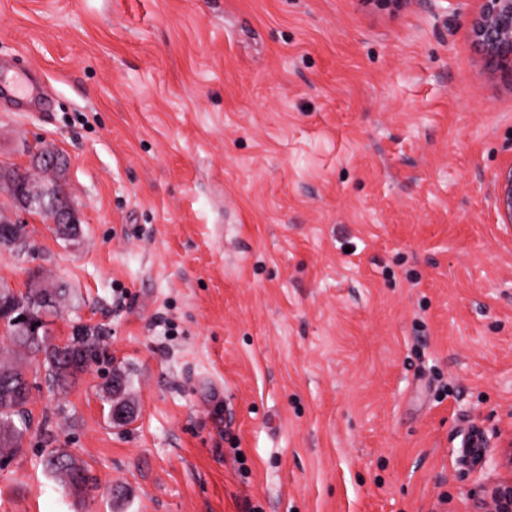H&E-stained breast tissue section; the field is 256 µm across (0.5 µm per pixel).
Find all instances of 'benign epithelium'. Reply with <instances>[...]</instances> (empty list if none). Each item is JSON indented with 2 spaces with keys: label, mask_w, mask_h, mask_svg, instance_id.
Returning <instances> with one entry per match:
<instances>
[{
  "label": "benign epithelium",
  "mask_w": 512,
  "mask_h": 512,
  "mask_svg": "<svg viewBox=\"0 0 512 512\" xmlns=\"http://www.w3.org/2000/svg\"><path fill=\"white\" fill-rule=\"evenodd\" d=\"M470 35L480 49L488 69L509 77L512 81V0H477ZM60 152L49 146L35 147L30 151L29 164L47 174L60 167ZM3 181L15 195L19 213L48 215V223L62 227L79 222L74 207L55 210L36 208L35 202L43 200L47 191L34 183L18 186L10 181V173H3ZM493 203L503 224H512V163L503 167L493 177ZM18 324L31 335L47 331L42 313L27 310L21 317L14 316L12 309H0V323ZM482 512H512V482L492 488L483 502Z\"/></svg>",
  "instance_id": "obj_1"
}]
</instances>
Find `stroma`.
I'll list each match as a JSON object with an SVG mask.
<instances>
[{
    "instance_id": "obj_1",
    "label": "stroma",
    "mask_w": 512,
    "mask_h": 512,
    "mask_svg": "<svg viewBox=\"0 0 512 512\" xmlns=\"http://www.w3.org/2000/svg\"><path fill=\"white\" fill-rule=\"evenodd\" d=\"M475 8L0 0V78L42 89L0 88V163L54 145L81 216L29 217L0 283L68 286L46 347L103 330L52 391L0 328L32 419L0 512H475L512 481V82ZM493 203L501 223L512 224V163L493 177ZM46 462L49 468L59 476L64 477L72 484H76L79 477L85 481L83 469L69 456L51 448L47 452Z\"/></svg>"
}]
</instances>
